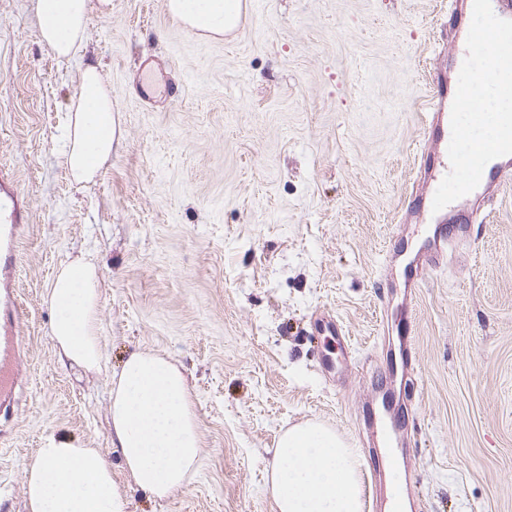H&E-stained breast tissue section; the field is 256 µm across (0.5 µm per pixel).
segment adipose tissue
Listing matches in <instances>:
<instances>
[{
  "label": "adipose tissue",
  "instance_id": "obj_1",
  "mask_svg": "<svg viewBox=\"0 0 512 512\" xmlns=\"http://www.w3.org/2000/svg\"><path fill=\"white\" fill-rule=\"evenodd\" d=\"M169 14L190 29L211 35L235 30L242 0H167ZM88 0H35L42 39L62 58L83 47ZM512 67L497 80L473 86L469 109L485 115L475 136L497 129L498 113L512 114ZM117 120L112 90L98 66L84 64L77 93L69 105L64 148L72 180L90 181L112 157ZM100 288L96 265L81 259L61 266L45 301L53 312L50 336L61 357L98 369L106 357L99 336ZM112 446L133 482L158 499L180 492L200 459L194 402L184 374L167 359L132 353L110 391ZM28 512H125L112 467L96 448L48 445L23 469ZM270 493L276 512H363L360 461L332 428L305 422L278 438L272 461Z\"/></svg>",
  "mask_w": 512,
  "mask_h": 512
}]
</instances>
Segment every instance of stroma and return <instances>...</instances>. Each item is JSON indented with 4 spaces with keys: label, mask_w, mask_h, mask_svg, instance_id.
<instances>
[{
    "label": "stroma",
    "mask_w": 512,
    "mask_h": 512,
    "mask_svg": "<svg viewBox=\"0 0 512 512\" xmlns=\"http://www.w3.org/2000/svg\"><path fill=\"white\" fill-rule=\"evenodd\" d=\"M208 38L165 0H89L80 54L45 44L33 0H0V166L31 211L13 287L25 348L0 420V512H27L38 448L100 449L126 512H274L265 474L282 430L332 426L367 457L363 408L408 412L390 462L406 512H512V180L429 269L410 319L417 366L389 375L403 265L432 226L399 222L426 142L429 87L458 57L461 0H243ZM120 118L112 159L72 182L60 138L85 61ZM90 257L106 369L61 362L44 296ZM346 336L314 338L316 314ZM166 357L194 399L200 463L157 499L112 446V374ZM335 361L324 370L323 356Z\"/></svg>",
    "instance_id": "1"
}]
</instances>
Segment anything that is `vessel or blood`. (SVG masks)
<instances>
[{
    "label": "vessel or blood",
    "instance_id": "obj_1",
    "mask_svg": "<svg viewBox=\"0 0 512 512\" xmlns=\"http://www.w3.org/2000/svg\"><path fill=\"white\" fill-rule=\"evenodd\" d=\"M464 29V58L437 75L429 97L426 129L430 150L420 158L419 171L429 189L416 196L415 212L435 217L438 227L405 271L408 294H415L426 267H438L448 259L449 245L460 239L465 224L471 223L476 204L485 202L499 185L512 178V127L465 155L462 141L467 127L482 116L466 109L463 93L477 82L496 77L499 67L512 66V0H485V23L474 26L469 13L458 11ZM492 50L494 66L476 67V57ZM15 172L0 166V414H10V393L16 385L14 366L22 351L17 329L19 311L10 286L17 261V242L29 221V204L21 194Z\"/></svg>",
    "mask_w": 512,
    "mask_h": 512
}]
</instances>
